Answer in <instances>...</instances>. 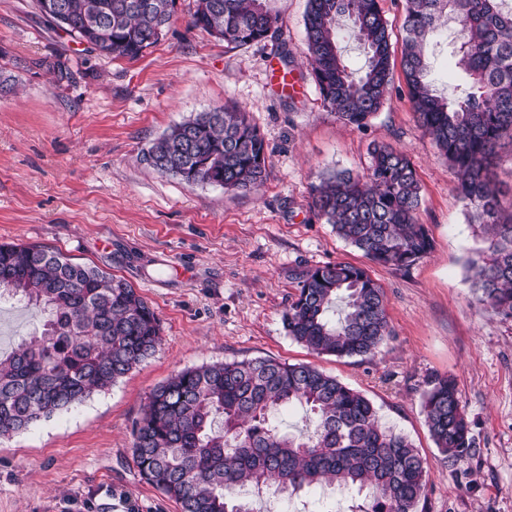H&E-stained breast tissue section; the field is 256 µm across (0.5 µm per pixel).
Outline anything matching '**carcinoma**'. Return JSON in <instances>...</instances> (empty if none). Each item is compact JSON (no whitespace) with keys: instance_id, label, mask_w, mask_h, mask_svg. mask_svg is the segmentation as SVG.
I'll use <instances>...</instances> for the list:
<instances>
[{"instance_id":"carcinoma-1","label":"carcinoma","mask_w":512,"mask_h":512,"mask_svg":"<svg viewBox=\"0 0 512 512\" xmlns=\"http://www.w3.org/2000/svg\"><path fill=\"white\" fill-rule=\"evenodd\" d=\"M52 25L100 57L134 59L156 44L176 0H65ZM353 24L364 46L354 69L339 40ZM457 25V66L468 84L445 97L426 80L425 44ZM192 25L236 47L278 32L262 0H196ZM402 72L419 126L456 174L455 190L479 223L486 247L467 261L477 301L512 318V215L501 214L491 167L512 143V5L509 0H404ZM308 64L324 104L358 128L381 110L393 85L380 0H308ZM152 168L189 186L256 191L267 177L266 142L236 106L197 112L144 151ZM367 173L336 172L312 185L309 207L371 261L408 270L433 250L416 214L421 187L408 154L371 149ZM284 315L288 336L309 350L371 359L391 336L383 288L367 269L326 263L300 273ZM43 317L39 334L0 355V443L109 390L161 344L155 311L122 279L73 261L57 248L0 244V289ZM299 405L314 431L294 435L272 414ZM423 412L436 447L451 460L474 447L456 382L435 375ZM140 475L179 512H255L239 488L296 496L325 484L363 497L357 512H417L428 470L413 442L383 428L361 392L317 367L257 357L178 371L147 396L132 427Z\"/></svg>"}]
</instances>
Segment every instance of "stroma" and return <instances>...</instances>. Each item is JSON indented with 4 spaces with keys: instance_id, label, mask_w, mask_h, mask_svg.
<instances>
[{
    "instance_id": "1",
    "label": "stroma",
    "mask_w": 512,
    "mask_h": 512,
    "mask_svg": "<svg viewBox=\"0 0 512 512\" xmlns=\"http://www.w3.org/2000/svg\"><path fill=\"white\" fill-rule=\"evenodd\" d=\"M277 39L234 48L193 27L194 0L137 59L85 52L47 30L34 0H0V243L51 246L124 279L154 309L156 353L108 391L0 443V512H179L132 460L134 421L171 374L213 362L274 357L313 365L362 392L383 426L427 461L418 512H512V319L487 312L467 259L484 245L454 192L456 176L418 126L401 67L403 0H381L395 69L392 92L367 127L336 119L307 64V0H265ZM289 53L298 82L282 93ZM453 26L427 42V79L448 94ZM62 57L57 81L42 59ZM245 110L270 153L264 184L242 195L160 175L142 153L190 114ZM405 149L421 184L418 223L435 248L406 271L372 263L309 208L321 176L368 168L372 144ZM367 267L383 288L391 339L371 359L316 354L288 336L284 315L302 270ZM40 323L0 299V352ZM454 377L475 446L459 460L436 448L422 412L432 374ZM356 493L318 486L267 496L258 512H354Z\"/></svg>"
}]
</instances>
